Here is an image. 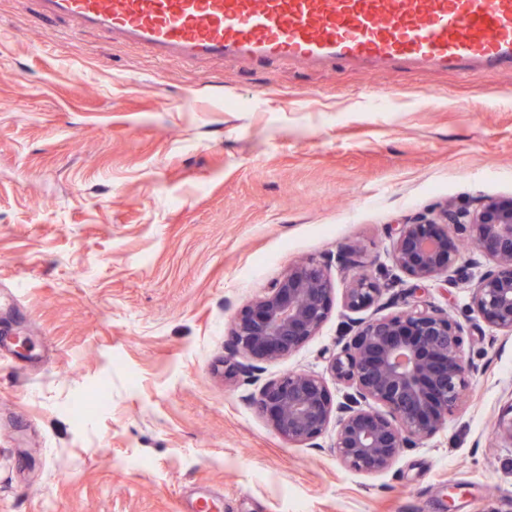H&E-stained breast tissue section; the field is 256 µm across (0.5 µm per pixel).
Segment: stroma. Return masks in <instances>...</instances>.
<instances>
[{
    "label": "stroma",
    "mask_w": 512,
    "mask_h": 512,
    "mask_svg": "<svg viewBox=\"0 0 512 512\" xmlns=\"http://www.w3.org/2000/svg\"><path fill=\"white\" fill-rule=\"evenodd\" d=\"M488 198L512 199V70L160 62L0 0V331L26 339L0 360V512H182L208 490L221 512H512V338L470 305L475 248L417 292L388 257L394 225ZM309 259L333 283L320 331L225 376L239 312ZM364 272L387 288L354 314ZM416 300L482 371L387 472L345 466L332 424L288 443L251 403L291 371L342 401L347 322Z\"/></svg>",
    "instance_id": "stroma-1"
}]
</instances>
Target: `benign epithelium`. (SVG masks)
Wrapping results in <instances>:
<instances>
[{
    "instance_id": "7a95c632",
    "label": "benign epithelium",
    "mask_w": 512,
    "mask_h": 512,
    "mask_svg": "<svg viewBox=\"0 0 512 512\" xmlns=\"http://www.w3.org/2000/svg\"><path fill=\"white\" fill-rule=\"evenodd\" d=\"M394 266L419 290L428 282L446 288L459 272L460 246L471 242L488 261L472 288L471 303L485 322L512 337V200L484 201L471 212L445 209L392 229ZM385 285L359 274L345 288V307L376 304ZM333 285L325 267L310 260L288 268L241 310L231 333L239 365L253 374L316 335L329 317ZM330 370L350 392L332 402L322 378L289 372L266 382L253 403L291 444L316 447L330 421L333 448L354 470L388 471L405 448L436 434L479 373L466 358L462 326L447 312L414 303L394 316L357 324L355 334L330 358ZM495 433L512 444V403Z\"/></svg>"
}]
</instances>
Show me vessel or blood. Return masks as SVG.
<instances>
[{
	"mask_svg": "<svg viewBox=\"0 0 512 512\" xmlns=\"http://www.w3.org/2000/svg\"><path fill=\"white\" fill-rule=\"evenodd\" d=\"M31 13L198 65L269 60L512 69V0H21Z\"/></svg>",
	"mask_w": 512,
	"mask_h": 512,
	"instance_id": "1",
	"label": "vessel or blood"
}]
</instances>
